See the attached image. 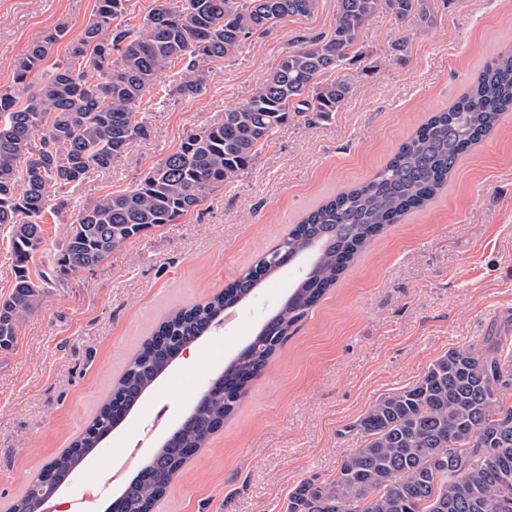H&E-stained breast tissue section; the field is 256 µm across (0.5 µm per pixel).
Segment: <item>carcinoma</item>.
<instances>
[{
    "label": "carcinoma",
    "mask_w": 512,
    "mask_h": 512,
    "mask_svg": "<svg viewBox=\"0 0 512 512\" xmlns=\"http://www.w3.org/2000/svg\"><path fill=\"white\" fill-rule=\"evenodd\" d=\"M128 0H96L94 20L68 45L66 61L25 96L0 89V228H8L16 262L12 291L0 297V350L10 349L23 317L45 294L28 263L44 245L43 215L65 208L66 190L95 169H108L135 140L149 135L137 107L173 60L224 58L251 33L307 16L316 0H173L144 18L141 30L113 25ZM388 13L403 22L431 21L429 0H338L330 34L288 51L254 95L224 112V122L187 135L131 190L82 208L70 237L52 258L61 280L101 263L133 238L197 208L206 190L246 171L258 149L292 111L326 119L356 87L323 75L357 56L362 30ZM65 36L58 29L18 61L16 80L40 67ZM200 74L181 76L176 92L192 95ZM512 110V54L488 63L448 108L431 115L369 180L326 200L289 231L287 240L202 304L183 308L156 329L112 396L72 446L33 479L10 512H34L48 485H60L100 447L162 374L182 342L207 336L224 307L241 301L280 264L316 250L309 277L269 319L259 342L224 369V397L188 419L123 490L121 512H147L171 480L238 407L247 384L265 367L288 331L305 317L357 254L388 225L423 208L448 183L458 160ZM512 340L498 336L481 353L454 348L434 360L413 386L379 398L359 420L363 446L348 453L336 478L304 481L288 512H512Z\"/></svg>",
    "instance_id": "1"
}]
</instances>
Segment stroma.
<instances>
[{
	"label": "stroma",
	"mask_w": 512,
	"mask_h": 512,
	"mask_svg": "<svg viewBox=\"0 0 512 512\" xmlns=\"http://www.w3.org/2000/svg\"><path fill=\"white\" fill-rule=\"evenodd\" d=\"M431 22L375 15L361 55L340 73L356 86L326 119L291 113L252 165L206 193L179 223L128 241L89 270L45 286L40 306L0 351V512L64 453L109 398L113 385L174 309L206 301L280 244L322 201L386 164L399 144L449 107L493 56L512 51V0H432ZM337 0L254 33L239 50L200 58V94L173 89L186 68L158 75L139 110L150 135L106 170L70 189L69 209L45 214V245L30 265L48 272L85 204L134 188L187 134L223 122L301 40L329 33ZM96 0H0V89L15 84L19 59L64 29L29 82H44L68 42L93 20ZM403 51H396V44ZM299 277L282 269L193 344L212 378L288 297ZM512 336V112L465 154L440 195L373 239L336 286L298 322L238 409L185 465L152 512H288L305 480L332 481L364 437L358 419L380 397L414 385L453 348L482 350ZM195 363L178 359L133 417L74 472L54 498L68 512L79 481L106 472L131 449L148 460L194 406Z\"/></svg>",
	"instance_id": "stroma-1"
}]
</instances>
